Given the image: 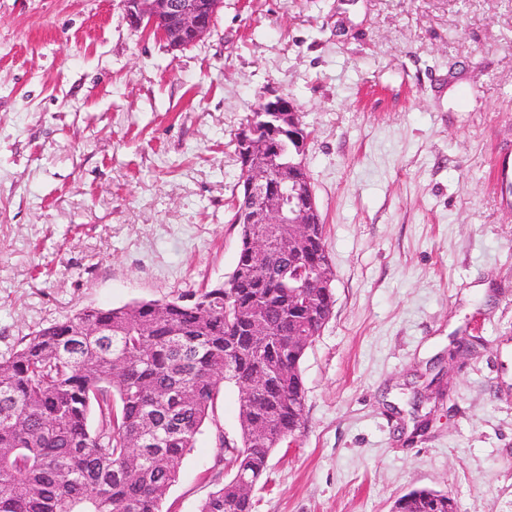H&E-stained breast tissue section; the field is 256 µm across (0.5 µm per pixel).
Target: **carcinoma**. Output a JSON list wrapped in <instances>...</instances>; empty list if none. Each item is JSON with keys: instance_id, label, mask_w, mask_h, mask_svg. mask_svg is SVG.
I'll use <instances>...</instances> for the list:
<instances>
[{"instance_id": "cac0c4a2", "label": "carcinoma", "mask_w": 512, "mask_h": 512, "mask_svg": "<svg viewBox=\"0 0 512 512\" xmlns=\"http://www.w3.org/2000/svg\"><path fill=\"white\" fill-rule=\"evenodd\" d=\"M321 240L308 268L332 274ZM240 225L235 284L216 283L172 300L85 308L46 326L0 359V512H161L186 453L210 422L225 384L270 385L239 399L240 428L227 441L231 477L198 512H254L243 481L259 483L274 451L305 424L301 363L334 305L325 288L267 276ZM269 324L246 333L239 316ZM305 329L303 344L288 337ZM448 494L415 490L396 512H448Z\"/></svg>"}]
</instances>
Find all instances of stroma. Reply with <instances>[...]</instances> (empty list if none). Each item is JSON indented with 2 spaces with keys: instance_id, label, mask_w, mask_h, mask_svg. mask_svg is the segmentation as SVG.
<instances>
[{
  "instance_id": "1",
  "label": "stroma",
  "mask_w": 512,
  "mask_h": 512,
  "mask_svg": "<svg viewBox=\"0 0 512 512\" xmlns=\"http://www.w3.org/2000/svg\"><path fill=\"white\" fill-rule=\"evenodd\" d=\"M266 92L308 134L336 302L256 512L422 488L512 512V0H223L178 50L121 0H0V358L80 309L226 281L235 139ZM238 428L228 385L165 512L224 481L215 432Z\"/></svg>"
}]
</instances>
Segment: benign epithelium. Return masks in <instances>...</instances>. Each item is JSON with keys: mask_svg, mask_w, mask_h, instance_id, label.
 Listing matches in <instances>:
<instances>
[{"mask_svg": "<svg viewBox=\"0 0 512 512\" xmlns=\"http://www.w3.org/2000/svg\"><path fill=\"white\" fill-rule=\"evenodd\" d=\"M127 16L137 26L154 33L170 48L180 49L200 41L210 30L222 0H122ZM260 123L238 132L244 197L239 223L251 225L254 263L263 273L273 271L269 260L282 250L280 225L300 233L320 220L315 195L304 163L286 162L271 167L276 141L286 137L304 150L308 135L298 120L294 102L286 95H265L256 107Z\"/></svg>", "mask_w": 512, "mask_h": 512, "instance_id": "obj_1", "label": "benign epithelium"}]
</instances>
